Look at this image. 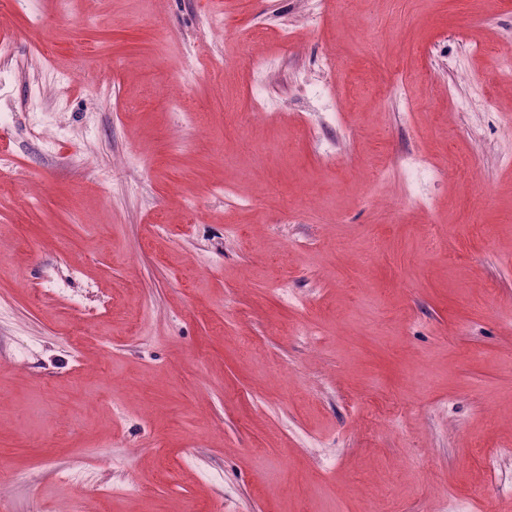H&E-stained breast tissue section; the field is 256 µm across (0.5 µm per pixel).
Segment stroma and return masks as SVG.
I'll return each mask as SVG.
<instances>
[{"instance_id": "obj_1", "label": "stroma", "mask_w": 512, "mask_h": 512, "mask_svg": "<svg viewBox=\"0 0 512 512\" xmlns=\"http://www.w3.org/2000/svg\"><path fill=\"white\" fill-rule=\"evenodd\" d=\"M3 37L0 512L512 496V0H0Z\"/></svg>"}]
</instances>
